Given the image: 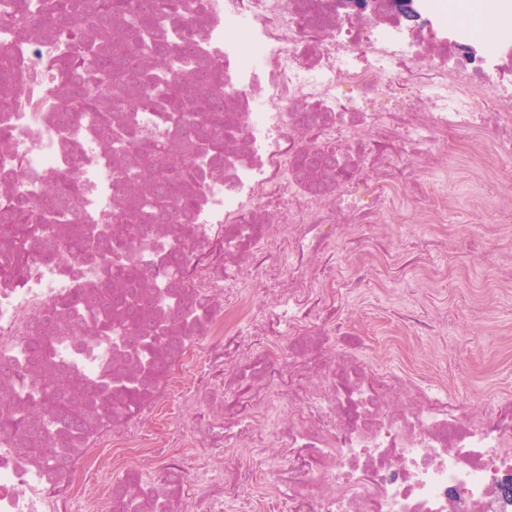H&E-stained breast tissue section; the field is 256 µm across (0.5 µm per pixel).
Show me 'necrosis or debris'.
Returning <instances> with one entry per match:
<instances>
[{"instance_id":"1","label":"necrosis or debris","mask_w":512,"mask_h":512,"mask_svg":"<svg viewBox=\"0 0 512 512\" xmlns=\"http://www.w3.org/2000/svg\"><path fill=\"white\" fill-rule=\"evenodd\" d=\"M205 5L171 35L223 63L210 88L231 131L224 157L187 151L206 181L178 268L157 250L174 244L170 225L133 224L125 245L144 299L183 283L182 306L151 312L179 343L134 405L113 394L109 419L69 430L64 463L43 455L53 431H0V512H224L248 482L225 474V448L262 454L267 432L281 459L267 497L288 512H512V399L470 411L447 387L337 357L320 314L336 286L328 259L351 225L398 219L408 185H430L450 146L465 145L474 163L512 154V107L496 101L512 77V30L487 33L446 0H415L413 23L391 0L350 16L335 0ZM43 41L0 25V48L22 70L5 88L16 103L0 114V181L38 204L48 183L76 180L63 238L95 231L122 193L153 182L122 184L134 157L107 151L84 116L59 122L49 55L69 42L51 51ZM312 148L335 175H298ZM54 240H34L21 283L0 280V416L40 393L45 376L82 390L133 365L125 336L101 335L87 315L100 299L99 256L72 259ZM283 406L287 424L269 428ZM185 448L200 449L210 480H179ZM115 473L117 488L104 480Z\"/></svg>"}]
</instances>
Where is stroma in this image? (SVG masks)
<instances>
[{
  "label": "stroma",
  "mask_w": 512,
  "mask_h": 512,
  "mask_svg": "<svg viewBox=\"0 0 512 512\" xmlns=\"http://www.w3.org/2000/svg\"><path fill=\"white\" fill-rule=\"evenodd\" d=\"M464 163L459 156L438 169L425 212L406 208L400 223L382 227L390 244L421 254L432 278L406 268L383 282L368 272L356 288L339 289L338 304L365 365L389 375L426 371L476 406L512 399V238L472 235L512 209V157L495 160L491 187Z\"/></svg>",
  "instance_id": "obj_1"
}]
</instances>
